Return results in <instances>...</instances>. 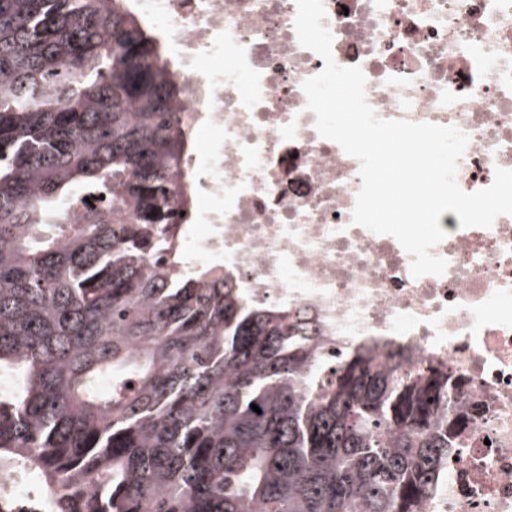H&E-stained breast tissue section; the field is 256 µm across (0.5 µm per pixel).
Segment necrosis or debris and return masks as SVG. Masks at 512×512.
I'll use <instances>...</instances> for the list:
<instances>
[{
	"instance_id": "1",
	"label": "necrosis or debris",
	"mask_w": 512,
	"mask_h": 512,
	"mask_svg": "<svg viewBox=\"0 0 512 512\" xmlns=\"http://www.w3.org/2000/svg\"><path fill=\"white\" fill-rule=\"evenodd\" d=\"M164 16L204 91L178 109L201 120L195 222L183 249L232 274L247 296L308 313L321 349L374 342L412 353L406 368L446 366L470 416L418 512H512V215L492 227L439 219L444 274L412 278L398 241L354 225L359 163L318 135L301 88L325 62L303 48L294 0H143ZM332 56L361 67L387 120L459 127L470 137L457 183L488 187L512 169V0H324ZM223 57V68L212 65ZM42 485L0 472V512H40Z\"/></svg>"
}]
</instances>
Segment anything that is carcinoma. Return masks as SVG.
<instances>
[{
  "mask_svg": "<svg viewBox=\"0 0 512 512\" xmlns=\"http://www.w3.org/2000/svg\"><path fill=\"white\" fill-rule=\"evenodd\" d=\"M192 92L130 0H0V461L51 512H417L465 448L456 375L329 363L189 266Z\"/></svg>",
  "mask_w": 512,
  "mask_h": 512,
  "instance_id": "obj_1",
  "label": "carcinoma"
}]
</instances>
